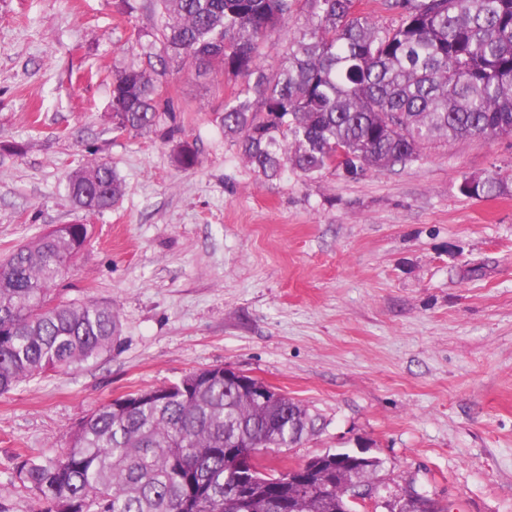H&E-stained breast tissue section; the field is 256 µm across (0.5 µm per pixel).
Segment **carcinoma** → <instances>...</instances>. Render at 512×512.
<instances>
[{
  "mask_svg": "<svg viewBox=\"0 0 512 512\" xmlns=\"http://www.w3.org/2000/svg\"><path fill=\"white\" fill-rule=\"evenodd\" d=\"M159 47L112 78V129L131 136L171 115L160 77L171 65L240 81L218 119L224 135L266 179L285 171L315 180L330 170L356 179L413 162L435 141L512 135V0H382L388 25L356 0H154ZM299 14L275 73L262 45ZM176 161L199 163L179 143ZM498 176L463 178L459 191L488 197ZM65 190L88 212L111 209L124 187L91 158ZM92 236L90 224H56L0 260V396L20 383L112 351L117 315L95 300L62 301L52 287ZM87 414L54 455L9 458L45 512H353L346 486L380 482L381 461L347 467L314 458L311 482L265 459L235 458L257 444L294 448L316 431L308 408L277 393L258 401L218 365L125 395Z\"/></svg>",
  "mask_w": 512,
  "mask_h": 512,
  "instance_id": "obj_1",
  "label": "carcinoma"
}]
</instances>
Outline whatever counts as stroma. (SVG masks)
Instances as JSON below:
<instances>
[{"label":"stroma","mask_w":512,"mask_h":512,"mask_svg":"<svg viewBox=\"0 0 512 512\" xmlns=\"http://www.w3.org/2000/svg\"><path fill=\"white\" fill-rule=\"evenodd\" d=\"M118 3L0 0V258L52 225H92L58 287L110 302L120 325L112 352L0 397V512L45 509L13 452L54 453L101 404L215 365L316 416L286 463L376 456L389 494L410 484L450 512H512V137L434 142L355 180H267L216 119L238 81L175 69L174 118L119 134L112 78L155 17ZM182 139L199 165L176 163ZM94 157L124 185L100 215L62 189ZM496 171L499 195L460 193L463 176ZM473 263L483 277H467Z\"/></svg>","instance_id":"obj_1"}]
</instances>
